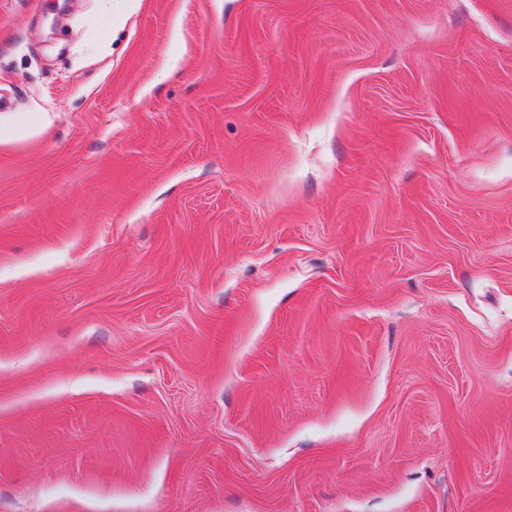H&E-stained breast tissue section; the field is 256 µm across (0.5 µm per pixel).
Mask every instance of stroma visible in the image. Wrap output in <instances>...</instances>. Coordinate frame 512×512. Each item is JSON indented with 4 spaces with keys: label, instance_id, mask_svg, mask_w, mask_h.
<instances>
[{
    "label": "stroma",
    "instance_id": "stroma-1",
    "mask_svg": "<svg viewBox=\"0 0 512 512\" xmlns=\"http://www.w3.org/2000/svg\"><path fill=\"white\" fill-rule=\"evenodd\" d=\"M0 512H512V0H0Z\"/></svg>",
    "mask_w": 512,
    "mask_h": 512
}]
</instances>
